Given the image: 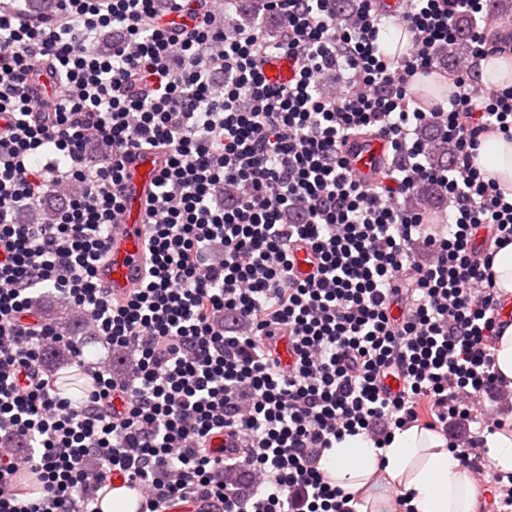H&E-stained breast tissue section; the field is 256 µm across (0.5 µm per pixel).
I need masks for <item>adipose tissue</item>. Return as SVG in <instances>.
I'll return each mask as SVG.
<instances>
[{
    "instance_id": "1",
    "label": "adipose tissue",
    "mask_w": 512,
    "mask_h": 512,
    "mask_svg": "<svg viewBox=\"0 0 512 512\" xmlns=\"http://www.w3.org/2000/svg\"><path fill=\"white\" fill-rule=\"evenodd\" d=\"M475 166L512 193V140L484 138ZM327 479L344 493L360 495L358 512H388V496L375 492L377 480L409 495L413 512H481L483 500L470 473L448 449L445 437L410 426L395 430L382 449L364 435H347L320 462Z\"/></svg>"
}]
</instances>
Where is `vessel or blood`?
I'll use <instances>...</instances> for the list:
<instances>
[{"label": "vessel or blood", "mask_w": 512, "mask_h": 512, "mask_svg": "<svg viewBox=\"0 0 512 512\" xmlns=\"http://www.w3.org/2000/svg\"><path fill=\"white\" fill-rule=\"evenodd\" d=\"M343 156L355 181L372 185L389 160L387 140L377 134L351 138ZM162 165L158 154L142 152L134 156L124 181L126 210L112 233L107 262L97 276L114 295L122 296L140 287L145 274L147 226L144 214L155 175Z\"/></svg>", "instance_id": "vessel-or-blood-1"}]
</instances>
